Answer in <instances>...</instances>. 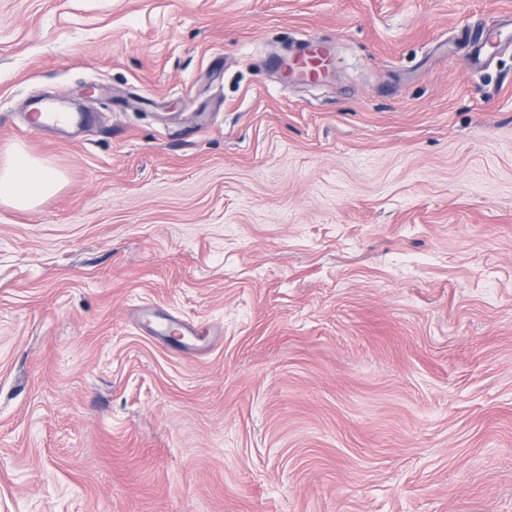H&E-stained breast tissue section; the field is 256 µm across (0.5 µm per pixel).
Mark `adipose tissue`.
Listing matches in <instances>:
<instances>
[{
	"label": "adipose tissue",
	"instance_id": "1",
	"mask_svg": "<svg viewBox=\"0 0 512 512\" xmlns=\"http://www.w3.org/2000/svg\"><path fill=\"white\" fill-rule=\"evenodd\" d=\"M62 175L51 164L13 147L0 153V201L20 209L37 206L61 187Z\"/></svg>",
	"mask_w": 512,
	"mask_h": 512
}]
</instances>
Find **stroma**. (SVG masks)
<instances>
[{"label": "stroma", "instance_id": "stroma-1", "mask_svg": "<svg viewBox=\"0 0 512 512\" xmlns=\"http://www.w3.org/2000/svg\"><path fill=\"white\" fill-rule=\"evenodd\" d=\"M489 26L512 0H0V144L64 176L0 204V512H512ZM312 58L328 61L330 59L329 46L320 39H310L306 43L302 54L291 59V70L293 72L300 71L299 69L305 64V61Z\"/></svg>", "mask_w": 512, "mask_h": 512}]
</instances>
